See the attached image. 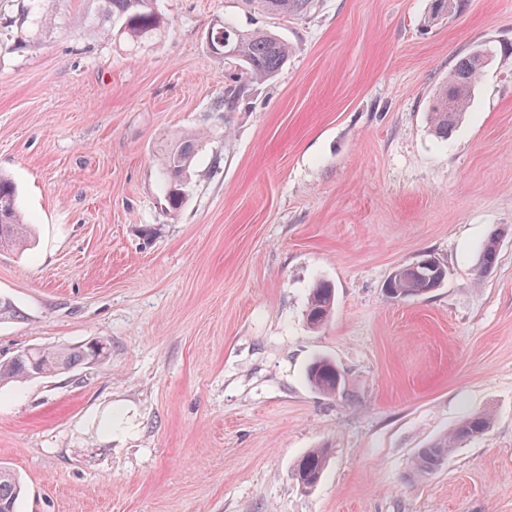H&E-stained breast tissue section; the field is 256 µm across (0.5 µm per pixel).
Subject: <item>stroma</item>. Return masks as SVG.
Returning a JSON list of instances; mask_svg holds the SVG:
<instances>
[{
    "label": "stroma",
    "instance_id": "1",
    "mask_svg": "<svg viewBox=\"0 0 512 512\" xmlns=\"http://www.w3.org/2000/svg\"><path fill=\"white\" fill-rule=\"evenodd\" d=\"M154 0L153 45L104 37L95 0H0V172L32 246L0 251V358L107 341L106 359L0 388L18 512H512V0ZM225 16L294 48L235 111L207 34ZM493 60L442 138L428 107L456 60ZM199 131L186 200L161 152ZM499 235L486 274L478 256ZM440 288L394 300L419 255ZM336 289L324 326L310 288ZM325 357L342 394L314 390ZM493 427L414 478L467 414ZM332 451L321 482L293 477ZM249 12H261L272 18L288 17L306 11L312 0H239ZM336 305V290L331 283L318 281L311 288L307 300L306 318L313 327L325 324ZM305 376L311 387L326 396H336L345 387L343 373L327 358H317L311 362ZM331 453L327 447L310 449L293 470L298 485L305 489L316 487L323 477Z\"/></svg>",
    "mask_w": 512,
    "mask_h": 512
}]
</instances>
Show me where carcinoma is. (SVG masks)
<instances>
[{"instance_id":"carcinoma-1","label":"carcinoma","mask_w":512,"mask_h":512,"mask_svg":"<svg viewBox=\"0 0 512 512\" xmlns=\"http://www.w3.org/2000/svg\"><path fill=\"white\" fill-rule=\"evenodd\" d=\"M102 12L112 19L103 28V34L115 39H126L136 48L149 45L165 29L164 18L152 8L153 0H100ZM250 11H259L273 18L301 13L312 0H239ZM457 7V0H433L429 22L433 23ZM213 55L230 60L240 66V72L224 89L220 105L224 111H234L237 103L252 83L274 78L288 60L292 47L278 35L268 31L240 29L234 22L216 19L210 27ZM485 66L474 53L459 58L448 71V79L433 94L428 117L434 132L448 137L459 123L476 88ZM203 137L181 139L165 150L159 161L166 179L165 202L167 209H181L192 165ZM15 183L0 174V250L20 249L30 237L29 225L23 223L17 204ZM498 254V235L490 236L482 247L478 270L488 272ZM446 277L442 263L421 269L410 262L395 269L386 282L388 296L392 299L424 296L440 287ZM336 305V290L326 281H318L311 288L307 300L306 318L313 327L325 324ZM92 351L81 344L68 348L33 347L0 359V387L21 384L33 379L35 372L48 377L65 373L77 365L90 362ZM308 383L326 396H334L345 387V378L338 367L327 358H317L305 373ZM492 423L488 413H476L464 418L451 432L417 451L411 461L414 475L424 477L436 473L448 456L461 444L483 436ZM332 449H310L297 463L293 477L305 489L321 481ZM22 492L19 477L11 470L0 467V512H16Z\"/></svg>"}]
</instances>
